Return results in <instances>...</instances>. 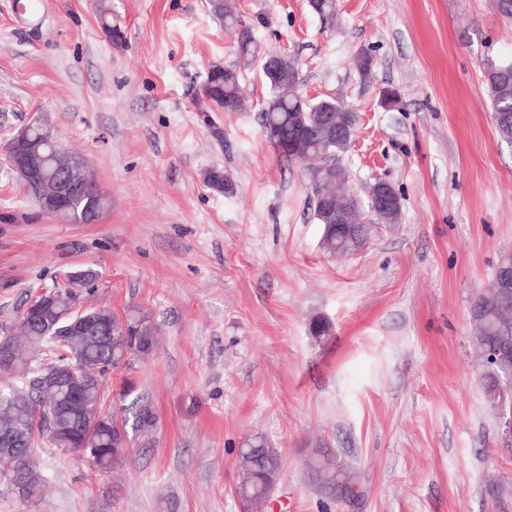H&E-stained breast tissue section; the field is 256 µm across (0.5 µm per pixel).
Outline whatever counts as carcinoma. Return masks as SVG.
Returning a JSON list of instances; mask_svg holds the SVG:
<instances>
[{
    "mask_svg": "<svg viewBox=\"0 0 512 512\" xmlns=\"http://www.w3.org/2000/svg\"><path fill=\"white\" fill-rule=\"evenodd\" d=\"M211 12L224 21L226 30L237 37L239 64L230 68L213 65L207 76V85L199 99L206 109L236 112L244 98L240 70L251 67L259 57L260 49L253 29L224 5V0H209ZM279 59L275 80H267L272 95L259 114L262 128H271L275 137L268 138L278 156L288 163L299 162L310 189V203L317 223L324 225L322 246L331 253H351L357 246L371 239L376 224H396L402 203L380 217L367 212L364 200L354 191H336V186L349 179L343 157L349 151V142L336 138L329 130H322L309 138L303 134L322 112H331L336 127L355 130L356 113L332 98L316 102L305 99L297 90L300 82L296 60L285 54ZM484 81L491 102L493 119L502 141L512 143V124L498 122L499 114L512 113V62L486 59ZM206 183L217 192L231 187L224 171L212 169L206 174ZM346 209L348 218L358 225L364 240L357 241L336 229V221L328 218L325 201ZM98 278L91 269H77L67 279L77 285L70 288L54 284L53 304L58 313H66L84 299L83 289ZM91 319L110 317L108 335L98 339L73 333L55 335L54 329L37 319L20 313L1 326L14 325L17 332L6 336L0 333V375L9 382L0 386V435L12 433L30 443L24 455L0 452V484L31 502L39 501L46 489L48 477L37 464L26 465L27 456L35 454L34 445L41 435L45 443L62 453L78 452L89 457L101 473L121 466L127 458L130 444L117 442L119 433L131 432L151 436L159 422L152 404L137 394L134 382L125 380L118 392L122 405L119 411L131 417L120 418L104 408V387L112 372L128 368L134 360L150 355L156 345L155 328L150 318L137 310L119 317L107 306L86 309ZM471 317L476 334L472 346L476 355L488 349H502L512 354V290L499 286L487 289L474 299ZM49 363L55 367H76L88 375L96 374L100 384L74 390L71 384L43 385L36 370ZM481 381L491 408L496 409L512 423V405L500 401L495 375L484 370ZM103 421L91 426L92 419ZM280 473L279 453L260 436L251 439L248 446L239 449V480L236 493L245 503L265 501L277 485ZM311 479L337 497L363 496V488L354 470L335 462L316 458L310 466Z\"/></svg>",
    "mask_w": 512,
    "mask_h": 512,
    "instance_id": "carcinoma-1",
    "label": "carcinoma"
}]
</instances>
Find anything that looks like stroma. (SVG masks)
I'll use <instances>...</instances> for the list:
<instances>
[{"mask_svg":"<svg viewBox=\"0 0 512 512\" xmlns=\"http://www.w3.org/2000/svg\"><path fill=\"white\" fill-rule=\"evenodd\" d=\"M228 2L295 58L304 96L356 112L348 185L391 182L400 219L359 252L323 250L301 167L262 132L258 67L241 72L242 110L203 122L210 66L236 62L208 0H0V147L43 117L107 201L94 224L48 215L0 150V321L89 267L91 303L159 329L155 354L105 388L133 380L154 435L116 475L38 447L47 498L0 490V512H244L238 450L255 436L282 461L258 512H512V426L470 346L472 302L512 255V146L483 81L486 59H512V20L494 0H338L330 24L308 0ZM212 169L230 190L208 186ZM317 456L357 472V504L312 482Z\"/></svg>","mask_w":512,"mask_h":512,"instance_id":"35a3bbf8","label":"stroma"}]
</instances>
